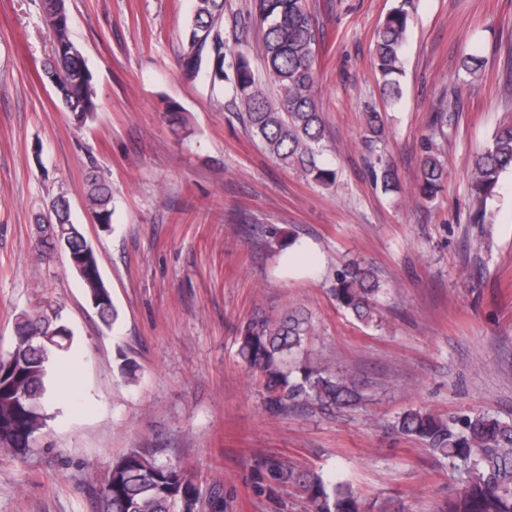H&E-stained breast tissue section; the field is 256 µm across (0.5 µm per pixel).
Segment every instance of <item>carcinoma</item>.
<instances>
[{"mask_svg":"<svg viewBox=\"0 0 512 512\" xmlns=\"http://www.w3.org/2000/svg\"><path fill=\"white\" fill-rule=\"evenodd\" d=\"M411 2L401 0L374 33L371 65L387 103L402 96V49ZM42 11L52 41L46 74L66 111L84 124L97 112L98 101L92 74L71 39L67 0H42ZM250 19L262 33L264 78L256 75L242 54L227 60L224 0H195L194 14L183 32V74L213 87H228L245 132L260 141L273 159L306 180L329 183L335 172L322 167L317 159L325 122L315 97L316 29L307 0H253ZM484 67L485 59L476 54L465 53L460 59V70L472 80ZM454 111L456 103L450 101L447 108L436 112L432 117L435 129L445 133ZM364 125L369 142L383 140L381 113H366ZM508 170L512 171V113L491 143L473 158L469 185L479 207L470 223H486V200ZM370 175L386 192L398 186L396 172L388 163H378ZM447 180V166L437 148L427 144L415 199L433 201ZM86 181V207L94 223L109 231L112 187L94 173L88 174ZM37 223L71 229L66 241L83 264L79 280L87 298H97L93 309L99 320L113 325L118 310L93 246L72 223L65 195L50 199ZM379 291L374 273L357 262L343 265L331 289L339 306L365 326L376 320L374 298ZM313 332L311 316L300 307L275 316L253 317L240 328L237 356L246 371L259 379L268 411L278 412L297 403L320 411L341 410L365 401L354 375L333 370L316 357L296 361ZM73 351L74 335L63 322L61 305L47 302L16 317L11 349L0 356V454L18 458L29 451L30 438L41 433L49 418L52 372ZM396 429L425 443L432 454L451 460L462 471L461 487L448 498L444 512H512V422L485 412L442 419L410 408L398 417ZM267 467L278 483L304 488L310 512H363L357 492L342 480L326 482L286 461H270ZM97 512H224V487L214 484L206 488L186 467L132 449L112 461Z\"/></svg>","mask_w":512,"mask_h":512,"instance_id":"cac0c4a2","label":"carcinoma"}]
</instances>
